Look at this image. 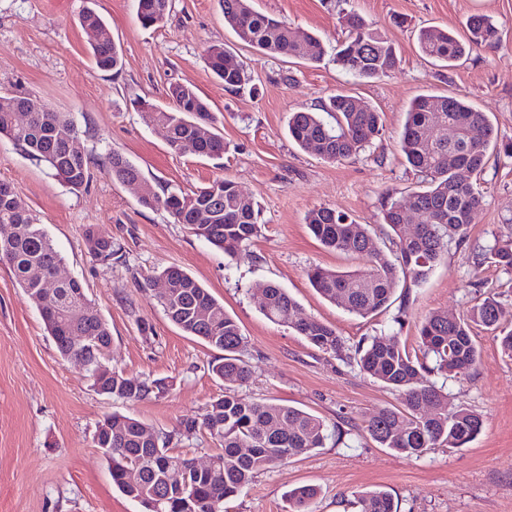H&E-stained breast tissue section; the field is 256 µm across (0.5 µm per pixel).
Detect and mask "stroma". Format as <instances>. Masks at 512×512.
Returning <instances> with one entry per match:
<instances>
[{"label": "stroma", "instance_id": "stroma-1", "mask_svg": "<svg viewBox=\"0 0 512 512\" xmlns=\"http://www.w3.org/2000/svg\"><path fill=\"white\" fill-rule=\"evenodd\" d=\"M253 6L297 33L318 34L322 59L258 53L225 27L219 0H170L164 25L149 29L136 19V0H0V94L25 92L72 114L87 132L93 173L86 190L70 192L43 164L2 140L0 182L37 215L64 258L62 275L83 284L108 323V366L170 384L166 393L136 403L98 394L82 367L60 356L36 307L0 265V512H141L112 483L92 440L97 422L116 411L173 435L223 395L224 383L209 371L218 350L174 326L155 291L142 285L144 274L170 265L184 268L237 319L245 337L241 356L253 373L240 395L302 408L330 431L324 447L261 472L225 501L224 512H284L285 492L302 484L321 490L313 512H358L356 493L373 488L390 492L397 512H512V361L489 331L477 332L481 361L474 370L444 383L449 404L481 414L480 434L463 447L431 448L415 459L378 447L367 432L369 416L395 403L391 390L258 308L262 287L277 284L350 346L389 329L400 315V336L412 348L426 314L455 316L471 304L479 275L506 284L503 315L512 322V276L488 264L474 274L464 251L449 252L402 306L364 318L348 313L324 300L307 272L359 269L364 262L323 248L305 223L309 210L327 206L385 241L387 194L410 193L421 181L399 148L406 108L417 95H465L501 139H512V0H253ZM88 7L105 17L121 46L119 72L93 66L90 36L79 23ZM350 10L395 43L402 57L396 75L356 80L336 66L333 49L345 37L341 18ZM476 13L503 24L501 47L473 51L451 68L421 56L413 29L435 25L461 36ZM220 43L251 72L252 89L230 91L214 77L204 50ZM176 83L193 86L209 104L224 136L222 158L173 154L163 130L133 107L138 97L168 106ZM339 90L376 107L384 127L359 157L328 163L289 140L288 116ZM111 151L134 162L158 191L232 179L258 205V236L225 257L164 210L141 207L136 187L112 181ZM478 188L484 204L469 227L474 248L512 237V160L488 152ZM90 228L112 238L117 259L92 256Z\"/></svg>", "mask_w": 512, "mask_h": 512}]
</instances>
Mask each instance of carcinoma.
Segmentation results:
<instances>
[{
    "label": "carcinoma",
    "mask_w": 512,
    "mask_h": 512,
    "mask_svg": "<svg viewBox=\"0 0 512 512\" xmlns=\"http://www.w3.org/2000/svg\"><path fill=\"white\" fill-rule=\"evenodd\" d=\"M224 25L242 42L269 56H288L309 62L320 60L322 41L307 35L299 42L288 23L255 10L251 0H219ZM169 0H137L136 16L145 28L162 24ZM84 28L95 27L100 39L90 45L94 66L101 72L120 70L121 48L112 39L108 23L96 11L80 17ZM346 37L336 43L334 60L343 72L359 80L389 77L400 70L401 59L393 43L376 25L356 11L343 17ZM419 51L451 67L474 49H497L502 42L498 22L486 14H472L466 34L456 36L435 26L417 31ZM213 74L232 91L250 81L246 67L222 45L205 50ZM173 106L154 107L153 121L168 130L167 145L177 154L219 158L224 137L214 127L208 104L184 84L170 87ZM357 98L336 92L314 109L299 108L288 118V136L302 150L318 148L327 162L355 158L383 129L381 113L356 105ZM210 131L201 139L199 128ZM5 138L27 156L43 163L60 184L71 191L89 185L93 175L81 142L77 122L70 114L26 94L0 95V139ZM512 159V139L498 140L486 113L459 95L421 94L409 104L400 148L406 162L422 178V188L408 196L418 212L421 229L413 237L403 234L404 209L391 195L382 209V221L391 229L389 245L381 247L365 224H358L331 207H318L306 215L313 236L327 249L366 259L362 269L339 271L314 267L308 271L312 286L327 301L348 312L367 317L386 310L399 287H416L429 277L450 248L463 249L468 227L481 207L483 196L476 179L483 174L490 147ZM112 180L125 184L144 179L140 168L112 151L108 154ZM147 209H162L176 224H189L195 235L235 256L257 237L255 202L240 193L234 181L217 178L190 192L150 189L138 199ZM0 262L35 305L60 355L78 362L92 379L93 388L128 401H142L169 388L161 379L128 377L106 365L112 345L108 323L97 313L78 315L73 308L87 299L80 282L71 279L47 291L42 283L54 277L63 258L38 218L15 191H0ZM92 254L105 262L118 250L112 239L87 232ZM491 263L512 274V239H496L478 254L474 268ZM170 285L159 299L167 318L183 333L195 336L224 356L210 364L211 373L228 386L199 419L181 422L178 435L191 438L206 433L219 448L209 467L197 469L192 460L172 452L171 437L142 436L139 419L112 412L103 416L93 432V442L106 458L112 483L138 501L143 512H222L224 501L238 496L262 471L288 458L321 448L328 426L317 415L294 406L261 403L236 392L251 379L249 365L240 357L245 338L237 320L224 310L189 273L177 266L143 277ZM260 311L271 321L287 326L319 350L355 361L359 370L397 392L399 404L383 407L367 421L371 438L381 448L409 458H419L430 448H461L483 426L482 416L459 404L440 411L448 395L430 380L432 375L466 376L480 360L474 328L483 327L497 337L501 352L512 359V324L502 322L503 308L496 294L486 291L465 314L450 318L432 311L418 326V350L412 352L396 333H383L348 352L336 329L305 315L299 303L277 284L267 285V301ZM89 336L86 346L73 347L71 337ZM319 493L301 485L285 495L286 512H311ZM360 512H397L392 495L380 488L356 495Z\"/></svg>",
    "instance_id": "cac0c4a2"
}]
</instances>
